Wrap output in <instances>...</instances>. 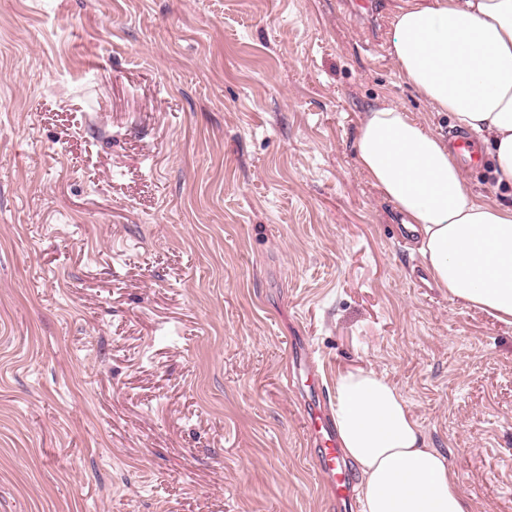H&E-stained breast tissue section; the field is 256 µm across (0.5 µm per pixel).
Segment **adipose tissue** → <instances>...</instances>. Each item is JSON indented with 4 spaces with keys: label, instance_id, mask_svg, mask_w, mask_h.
Segmentation results:
<instances>
[{
    "label": "adipose tissue",
    "instance_id": "ef3b65f1",
    "mask_svg": "<svg viewBox=\"0 0 512 512\" xmlns=\"http://www.w3.org/2000/svg\"><path fill=\"white\" fill-rule=\"evenodd\" d=\"M391 55L436 112L493 147V174L512 185V0H403ZM356 162L419 235L435 287L512 326V206L468 188L429 122L378 103L365 112ZM331 413L361 476V512H473L460 476L428 447L401 391L370 368L341 372Z\"/></svg>",
    "mask_w": 512,
    "mask_h": 512
}]
</instances>
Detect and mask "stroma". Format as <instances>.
<instances>
[{"label":"stroma","mask_w":512,"mask_h":512,"mask_svg":"<svg viewBox=\"0 0 512 512\" xmlns=\"http://www.w3.org/2000/svg\"><path fill=\"white\" fill-rule=\"evenodd\" d=\"M345 0H0V512H337L286 378L407 399L512 512V326L419 287L359 170L385 102Z\"/></svg>","instance_id":"1"}]
</instances>
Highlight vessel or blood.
Segmentation results:
<instances>
[{
  "mask_svg": "<svg viewBox=\"0 0 512 512\" xmlns=\"http://www.w3.org/2000/svg\"><path fill=\"white\" fill-rule=\"evenodd\" d=\"M453 154L464 167H471L478 159L479 147L474 137L453 131L449 134ZM305 429L308 445L313 453L316 470L334 494L337 504L348 506L353 500L356 477L346 465L339 447L336 426L322 406L305 411Z\"/></svg>",
  "mask_w": 512,
  "mask_h": 512,
  "instance_id": "b4317fda",
  "label": "vessel or blood"
}]
</instances>
